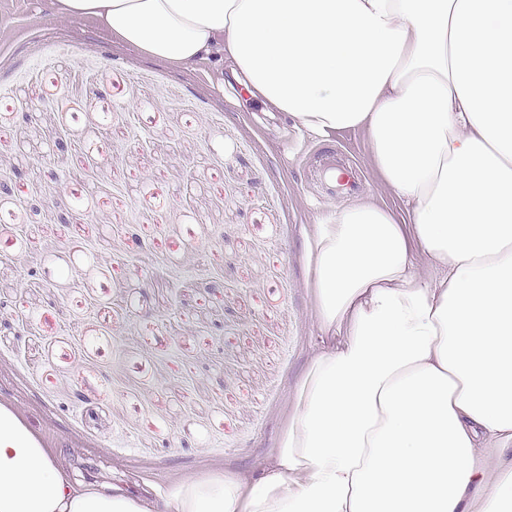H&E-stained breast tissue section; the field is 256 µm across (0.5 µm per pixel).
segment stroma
<instances>
[{
  "instance_id": "obj_1",
  "label": "stroma",
  "mask_w": 512,
  "mask_h": 512,
  "mask_svg": "<svg viewBox=\"0 0 512 512\" xmlns=\"http://www.w3.org/2000/svg\"><path fill=\"white\" fill-rule=\"evenodd\" d=\"M388 202L364 130L268 111L223 62L141 55L0 0V403L81 482L257 470L317 334L319 158Z\"/></svg>"
}]
</instances>
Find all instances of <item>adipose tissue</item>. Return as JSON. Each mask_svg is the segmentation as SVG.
Returning <instances> with one entry per match:
<instances>
[{"label": "adipose tissue", "mask_w": 512, "mask_h": 512, "mask_svg": "<svg viewBox=\"0 0 512 512\" xmlns=\"http://www.w3.org/2000/svg\"><path fill=\"white\" fill-rule=\"evenodd\" d=\"M53 6L185 68L222 56L310 133L366 129L392 202L311 228L319 344L259 475L160 503L80 482L0 404V512H512L486 453L512 447V0Z\"/></svg>", "instance_id": "adipose-tissue-1"}]
</instances>
